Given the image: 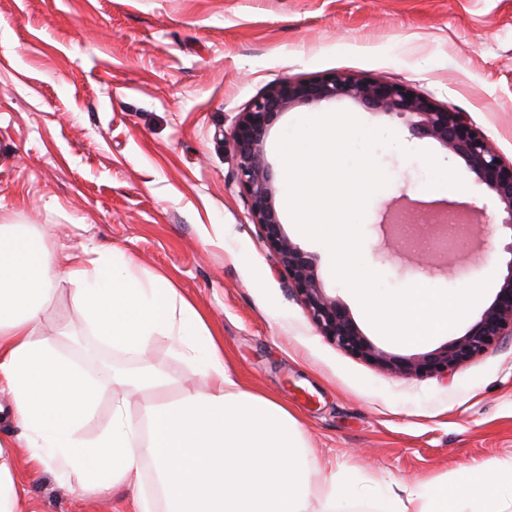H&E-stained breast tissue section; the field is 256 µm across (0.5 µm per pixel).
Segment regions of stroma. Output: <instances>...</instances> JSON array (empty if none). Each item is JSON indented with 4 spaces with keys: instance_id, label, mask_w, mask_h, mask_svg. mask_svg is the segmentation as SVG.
I'll list each match as a JSON object with an SVG mask.
<instances>
[{
    "instance_id": "stroma-1",
    "label": "stroma",
    "mask_w": 512,
    "mask_h": 512,
    "mask_svg": "<svg viewBox=\"0 0 512 512\" xmlns=\"http://www.w3.org/2000/svg\"><path fill=\"white\" fill-rule=\"evenodd\" d=\"M332 72L406 84L453 104L512 162V0H0V225L27 224L53 253L112 245L145 275L168 278L222 336L244 386L288 403L300 417L310 461L382 485L414 489L462 465L512 466V336L446 375L399 378L321 336L267 249L235 182L231 133L251 101L283 78ZM346 112L397 143L372 155L388 182L360 225L367 259L387 289L427 279L456 288L487 273L494 299L512 238L497 228L487 187L440 143L411 137L403 119L353 101ZM444 165L451 190L426 184ZM465 186L471 230L450 256L435 250L432 217ZM291 240L317 259L327 293L376 336L328 248ZM40 331L57 352L96 376L99 360L133 370L148 361L178 376L161 397L197 386L167 339L145 359L99 346L74 284L57 281ZM0 390V441L18 464V512H137L141 487L83 493L30 451Z\"/></svg>"
}]
</instances>
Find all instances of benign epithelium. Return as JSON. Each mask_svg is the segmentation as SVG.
Here are the masks:
<instances>
[{
	"label": "benign epithelium",
	"mask_w": 512,
	"mask_h": 512,
	"mask_svg": "<svg viewBox=\"0 0 512 512\" xmlns=\"http://www.w3.org/2000/svg\"><path fill=\"white\" fill-rule=\"evenodd\" d=\"M342 99L377 113L399 116L412 135L431 138L462 158L492 193L500 228L512 233V162L503 160L468 113L437 105L403 84L365 81L345 73L308 81L285 78L255 98L242 113L232 142L237 156L236 182L248 200L252 221L261 227L266 246L288 273L310 322L330 343L398 377L444 374L462 367L501 337L512 336V241L504 247L511 258L500 288L467 332L431 352L404 356L376 347L362 333L343 303L325 292L315 259L284 231L275 207L277 189L266 159V135L281 114L299 104Z\"/></svg>",
	"instance_id": "benign-epithelium-1"
}]
</instances>
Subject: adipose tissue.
Segmentation results:
<instances>
[{"label":"adipose tissue","mask_w":512,"mask_h":512,"mask_svg":"<svg viewBox=\"0 0 512 512\" xmlns=\"http://www.w3.org/2000/svg\"><path fill=\"white\" fill-rule=\"evenodd\" d=\"M77 284L97 338L143 357L159 338L206 384L177 399L146 403L142 419L131 394L160 392L174 376L143 366L86 376L58 355L38 323L57 280ZM0 378L11 392L31 453L29 471L53 468L82 490L140 486L154 471V498L138 512H336L340 502L376 503L377 512H512V475L491 477L495 461L464 466L418 490L399 494L361 487L350 475L311 469L302 423L273 396L246 389L224 358V343L204 315L163 276H144L112 246L61 256L22 224L0 225ZM110 398L107 427L87 440L82 430Z\"/></svg>","instance_id":"ef3b65f1"}]
</instances>
